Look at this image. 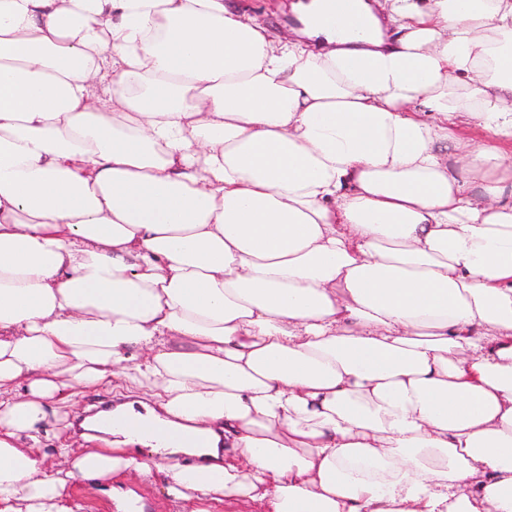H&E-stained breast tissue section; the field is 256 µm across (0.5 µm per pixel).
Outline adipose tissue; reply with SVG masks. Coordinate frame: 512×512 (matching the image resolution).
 <instances>
[{
    "mask_svg": "<svg viewBox=\"0 0 512 512\" xmlns=\"http://www.w3.org/2000/svg\"><path fill=\"white\" fill-rule=\"evenodd\" d=\"M352 7L0 0V512H512V0ZM295 0H247L248 6L273 32H280L286 26L299 25L289 8V4ZM284 4L281 10L277 4ZM109 402L112 403V390L101 391L98 395L94 392H79L73 397L68 408L64 409L65 414L60 419L51 418L42 429L41 447L46 449L52 457L51 461H56L53 457V449L57 447L58 441L55 435L65 438L68 433L83 431L77 429L75 423L77 419L84 413L85 409L94 403ZM100 488L95 485L85 484L78 497L87 504L88 508L93 509L89 512H115L107 496L100 491Z\"/></svg>",
    "mask_w": 512,
    "mask_h": 512,
    "instance_id": "adipose-tissue-1",
    "label": "adipose tissue"
}]
</instances>
